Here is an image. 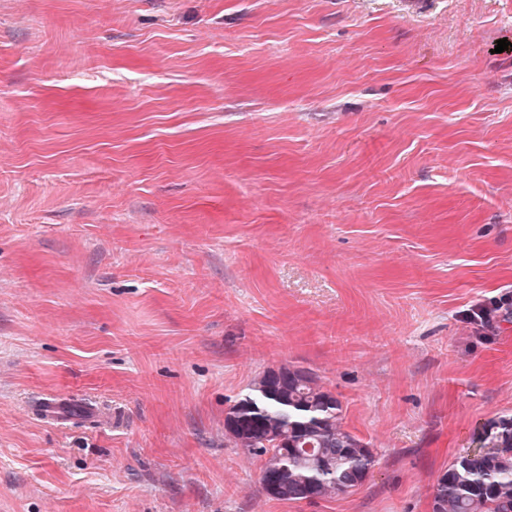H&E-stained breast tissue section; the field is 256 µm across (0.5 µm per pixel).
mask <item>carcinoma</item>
<instances>
[{
	"label": "carcinoma",
	"instance_id": "cac0c4a2",
	"mask_svg": "<svg viewBox=\"0 0 512 512\" xmlns=\"http://www.w3.org/2000/svg\"><path fill=\"white\" fill-rule=\"evenodd\" d=\"M241 400L252 407L241 425H224L226 435L262 458L261 472L276 474L281 501L350 493L376 464L373 449L346 429L341 401L311 374L277 386L265 370ZM477 444L438 478L433 512H512V417L489 424Z\"/></svg>",
	"mask_w": 512,
	"mask_h": 512
}]
</instances>
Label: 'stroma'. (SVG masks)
Returning <instances> with one entry per match:
<instances>
[{
  "instance_id": "35a3bbf8",
  "label": "stroma",
  "mask_w": 512,
  "mask_h": 512,
  "mask_svg": "<svg viewBox=\"0 0 512 512\" xmlns=\"http://www.w3.org/2000/svg\"><path fill=\"white\" fill-rule=\"evenodd\" d=\"M0 0V512H432L512 416V0ZM309 371L378 462L264 495ZM108 406L46 423L41 396ZM509 301V296L506 295L489 303L473 306L471 309L466 310L464 320L477 328H484L490 324L493 316L502 309L504 305H508Z\"/></svg>"
}]
</instances>
